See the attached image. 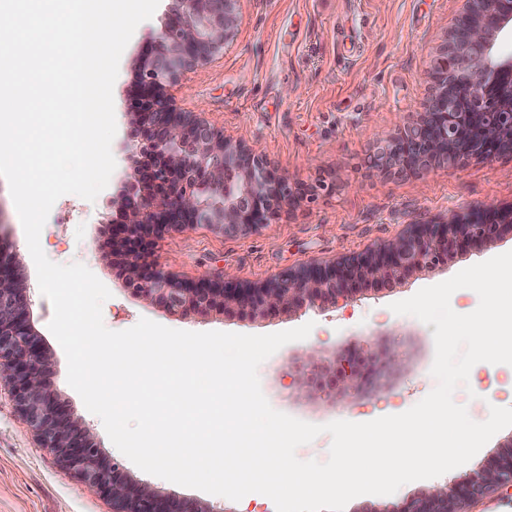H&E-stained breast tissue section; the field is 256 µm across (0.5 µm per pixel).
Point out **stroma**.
Returning a JSON list of instances; mask_svg holds the SVG:
<instances>
[{
    "label": "stroma",
    "mask_w": 512,
    "mask_h": 512,
    "mask_svg": "<svg viewBox=\"0 0 512 512\" xmlns=\"http://www.w3.org/2000/svg\"><path fill=\"white\" fill-rule=\"evenodd\" d=\"M464 0H242L241 23L222 54L184 74L172 90L182 112H198L215 130L257 149L271 169L287 176L303 200L286 206L259 233L227 238L201 227L157 239L154 257L182 279L228 271L244 286L259 287L274 276L310 265H329L378 250L413 225L441 222L449 212L512 206V156L475 158L462 166H440L423 175L372 173L367 159L379 135L396 133L415 119L435 86L431 60L445 44ZM169 0H159L125 48L113 87L117 132L111 150L116 168L95 201L60 197L42 230L40 243L53 262H79L110 290L103 321L114 331L140 318L192 332L267 334L312 323L307 339L282 346L259 367L261 388L277 411L313 424L336 420L367 422L402 413L436 385L433 326L390 305L423 287L443 282L464 268L512 251V228L500 238L447 263L415 273L401 285L365 291L349 303L320 314L267 318L177 316L162 306L145 307L124 287L123 276L105 253L101 220L112 210V195L133 164L124 150L129 94L135 64L151 34L164 23ZM72 212L69 221L61 211ZM0 240L11 243L29 286L31 318L54 354L51 380L59 396L91 428L103 453L119 458L101 419L90 413L67 382L66 355L48 328L53 307L38 286L34 262L9 185L0 177ZM399 345L406 367L390 378L369 376L361 392L343 402L315 396L292 397V366L306 349L324 354H378ZM471 419L485 421L490 406L512 407V367L476 364L469 385L453 394ZM512 439V427L495 434L465 465L436 479L418 480L389 496L362 495L344 512L384 508L460 475L484 469ZM127 472L164 493L197 500L214 512H240V503L183 487L147 474L132 462ZM0 512H112L107 498L91 492L36 441L18 412L9 388L0 382Z\"/></svg>",
    "instance_id": "1"
}]
</instances>
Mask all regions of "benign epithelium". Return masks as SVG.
<instances>
[{
    "label": "benign epithelium",
    "mask_w": 512,
    "mask_h": 512,
    "mask_svg": "<svg viewBox=\"0 0 512 512\" xmlns=\"http://www.w3.org/2000/svg\"><path fill=\"white\" fill-rule=\"evenodd\" d=\"M170 2L168 22L137 61L130 94L134 119L126 148L136 149L144 130L150 150L126 172L112 197L117 222L107 221L126 290L144 306L161 304L180 315L219 308L254 318L322 313L359 290L391 288L416 271L434 269L451 252L490 244L512 223V209L450 213L444 222L415 225L378 251L284 272L259 288H245L226 272L186 281L163 271L154 258L158 236L199 226L226 237L257 232L282 204L303 199L256 149L233 144L193 113L178 111L168 95L186 71L224 51L240 25L241 0ZM464 16L466 26L452 29L433 60L437 83L423 110L397 133L377 140L370 167L415 172L493 153L512 155V86L499 84L500 77L512 75V54L500 48L502 38L512 35V0H466ZM29 308L16 254L0 245V380L40 446L108 497L112 512H214L131 478L119 461L103 455L84 420L53 390L52 353L34 331ZM345 361L339 352L326 358L315 349L305 351L293 367L295 394L331 400L355 394L364 374ZM491 489L512 492V441L483 472L426 489L393 512H464Z\"/></svg>",
    "instance_id": "1"
}]
</instances>
